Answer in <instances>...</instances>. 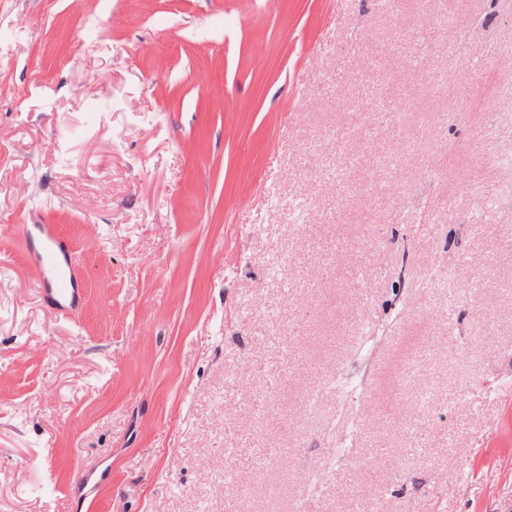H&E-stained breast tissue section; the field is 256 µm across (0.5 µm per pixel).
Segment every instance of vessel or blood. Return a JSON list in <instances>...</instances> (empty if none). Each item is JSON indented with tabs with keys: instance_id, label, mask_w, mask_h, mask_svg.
I'll use <instances>...</instances> for the list:
<instances>
[{
	"instance_id": "vessel-or-blood-1",
	"label": "vessel or blood",
	"mask_w": 512,
	"mask_h": 512,
	"mask_svg": "<svg viewBox=\"0 0 512 512\" xmlns=\"http://www.w3.org/2000/svg\"><path fill=\"white\" fill-rule=\"evenodd\" d=\"M22 231L29 245L28 262L44 300L59 313L70 314L79 300L76 266L71 255L63 251L56 226L26 224Z\"/></svg>"
}]
</instances>
